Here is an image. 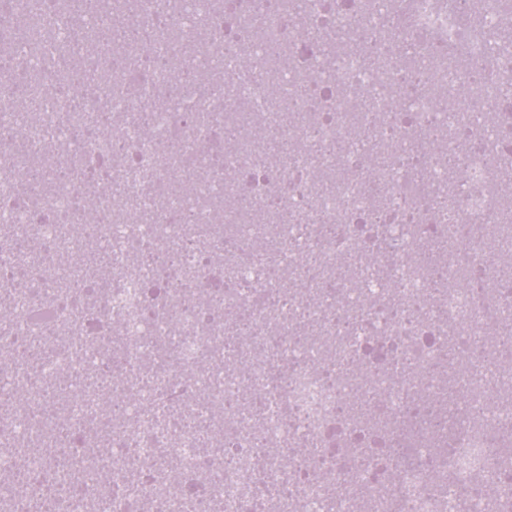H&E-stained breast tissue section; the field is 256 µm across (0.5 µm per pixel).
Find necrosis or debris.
I'll use <instances>...</instances> for the list:
<instances>
[{
    "mask_svg": "<svg viewBox=\"0 0 512 512\" xmlns=\"http://www.w3.org/2000/svg\"><path fill=\"white\" fill-rule=\"evenodd\" d=\"M204 4L220 92L178 67L166 33L181 26L192 42L198 23L176 6L155 7L149 45L127 39L116 51L74 43L92 23L62 17L55 0H34L23 16L0 0V142L24 126L0 167V293L12 324L0 359L26 400L0 412V483L27 476L10 512H28L41 490L53 512H100L104 502L111 512H452L456 485L477 483L494 434L512 426V397L488 388L487 356L465 369L448 361L488 342L512 362V335L486 336L491 312L512 304V281L482 262L494 237H512L497 208L499 166L512 159V141L497 138L512 130L499 78L512 73V53L466 26L462 0H405L395 23L407 40L428 32L483 60V75L403 60L388 32L364 21L362 0L303 4L311 27L358 22L369 69L336 50L312 64L299 27L275 10L265 46L252 48L246 0ZM250 50L256 62L241 66ZM171 88L178 103L152 113L150 136L130 127V112ZM228 99L246 106L250 126L295 145L272 161L253 140L234 146L244 224L225 223L224 180L208 175ZM353 113L405 162L370 172L361 150L334 164L316 153V142L346 141ZM72 155L138 209L104 192L97 220L85 222ZM188 159L206 180L191 203L172 184ZM330 172L339 182L325 194ZM107 241L103 289L70 260ZM189 282L213 292L211 309ZM57 429L65 467L24 444ZM452 446L467 456L434 486L423 463ZM348 482L354 492L333 501Z\"/></svg>",
    "mask_w": 512,
    "mask_h": 512,
    "instance_id": "1",
    "label": "necrosis or debris"
}]
</instances>
